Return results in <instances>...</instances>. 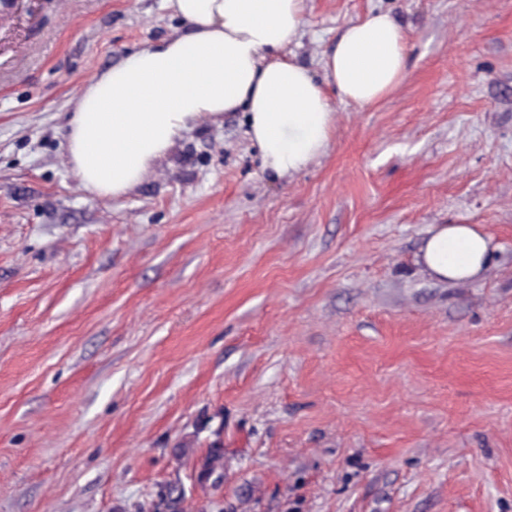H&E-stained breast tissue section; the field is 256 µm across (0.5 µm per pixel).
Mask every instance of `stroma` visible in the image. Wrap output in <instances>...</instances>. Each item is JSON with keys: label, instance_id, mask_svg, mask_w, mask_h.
<instances>
[{"label": "stroma", "instance_id": "obj_1", "mask_svg": "<svg viewBox=\"0 0 512 512\" xmlns=\"http://www.w3.org/2000/svg\"><path fill=\"white\" fill-rule=\"evenodd\" d=\"M303 8L315 76L384 10L405 79L333 99L294 176L229 112L118 198L68 163L74 96L178 20L0 9V512H512V0ZM439 224L490 237L480 279L424 270Z\"/></svg>", "mask_w": 512, "mask_h": 512}]
</instances>
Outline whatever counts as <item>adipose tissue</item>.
I'll return each instance as SVG.
<instances>
[{
	"label": "adipose tissue",
	"mask_w": 512,
	"mask_h": 512,
	"mask_svg": "<svg viewBox=\"0 0 512 512\" xmlns=\"http://www.w3.org/2000/svg\"><path fill=\"white\" fill-rule=\"evenodd\" d=\"M182 29L82 84L69 121L67 154L80 185L120 197L174 149L197 122L245 111L263 169H305L326 150L334 112L324 91L361 107L389 94L407 71L405 40L388 14L349 24L317 80L284 50L304 27L303 0H166ZM489 242L467 224L435 226L421 261L434 278L468 282L487 266Z\"/></svg>",
	"instance_id": "ef3b65f1"
}]
</instances>
